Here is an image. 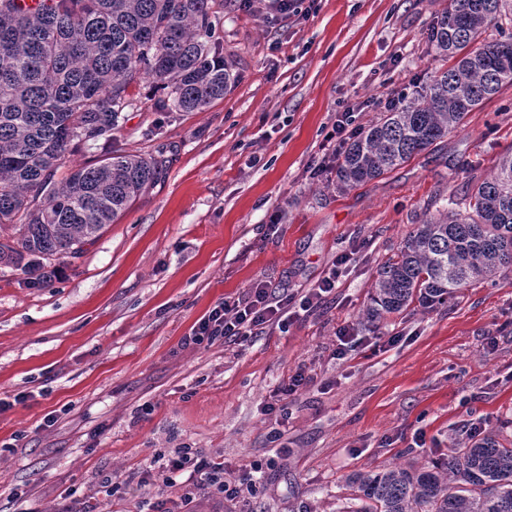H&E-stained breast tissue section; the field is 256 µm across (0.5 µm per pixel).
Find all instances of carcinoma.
I'll list each match as a JSON object with an SVG mask.
<instances>
[{"label": "carcinoma", "instance_id": "obj_1", "mask_svg": "<svg viewBox=\"0 0 512 512\" xmlns=\"http://www.w3.org/2000/svg\"><path fill=\"white\" fill-rule=\"evenodd\" d=\"M508 0H448L430 43L451 62L407 103L363 129L343 152L342 189L402 166L463 125L512 84ZM224 0H47L24 14L0 0V263L42 286L45 262L79 259L166 174V160L113 154L55 173L73 149L101 141L135 108L128 87L150 77L160 111L203 112L234 82L216 37ZM410 232L378 268L364 316L379 323L416 306L436 309L512 273V154L462 199ZM353 512H512V441L453 442L448 457L349 475Z\"/></svg>", "mask_w": 512, "mask_h": 512}]
</instances>
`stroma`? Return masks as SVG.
<instances>
[{"label": "stroma", "instance_id": "35a3bbf8", "mask_svg": "<svg viewBox=\"0 0 512 512\" xmlns=\"http://www.w3.org/2000/svg\"><path fill=\"white\" fill-rule=\"evenodd\" d=\"M447 5L310 0L275 20L268 0L230 6L218 35L235 82L223 99L161 112L159 87L129 86L138 105L111 148L163 152L165 177L79 260L54 261L46 287L0 271V512H78L90 496L99 512H147L136 472L177 448L223 455L231 480L261 464L235 512H342L346 475L444 458L467 421L512 440L500 425L512 421V275L377 331L362 322L379 265L415 224L512 152V85L363 185L338 189L324 158L342 112L414 95L443 67L427 33ZM344 252L336 292L287 332L182 347L219 302L257 281L300 291ZM347 325L360 344L340 359ZM299 370L310 383L277 423L266 405Z\"/></svg>", "mask_w": 512, "mask_h": 512}]
</instances>
